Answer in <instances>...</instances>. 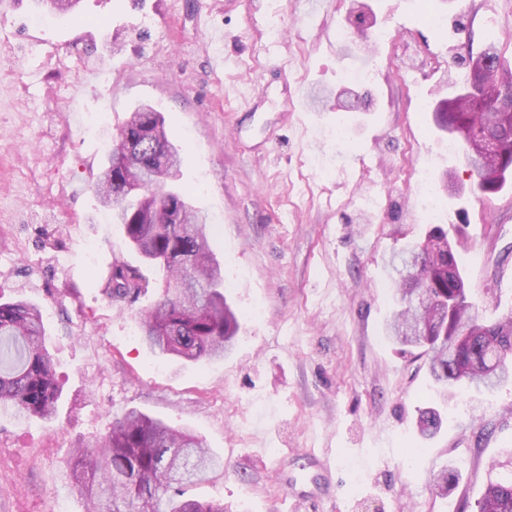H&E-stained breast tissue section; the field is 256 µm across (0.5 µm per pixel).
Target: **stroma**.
Here are the masks:
<instances>
[{
    "label": "stroma",
    "mask_w": 512,
    "mask_h": 512,
    "mask_svg": "<svg viewBox=\"0 0 512 512\" xmlns=\"http://www.w3.org/2000/svg\"><path fill=\"white\" fill-rule=\"evenodd\" d=\"M352 3L80 0L34 27V0H0V302L41 307L61 386L52 421L0 411V512H86L69 453L98 446L133 408L203 439L221 465L186 494L232 512H293L274 471L306 450L336 467L332 500L308 512H477L488 481L512 475V378L441 405L416 349L385 331L398 307L392 254L435 225L458 241L485 317L512 310V180L486 199L445 192L432 205L417 183L421 168L471 182L432 109L489 27L512 64V0H442V31L424 20L427 0H363L372 27L393 34L369 51ZM53 51L80 53L89 71L49 77ZM358 69L371 78L354 88L346 75ZM47 95L70 102L68 120L42 110ZM142 103L181 152L177 183L207 216L239 316L218 360L143 342L163 275L97 201L107 148ZM122 263L149 282L138 299L107 294ZM427 407L442 417L429 439L416 425ZM444 468L456 484L442 497L433 479Z\"/></svg>",
    "instance_id": "stroma-1"
}]
</instances>
